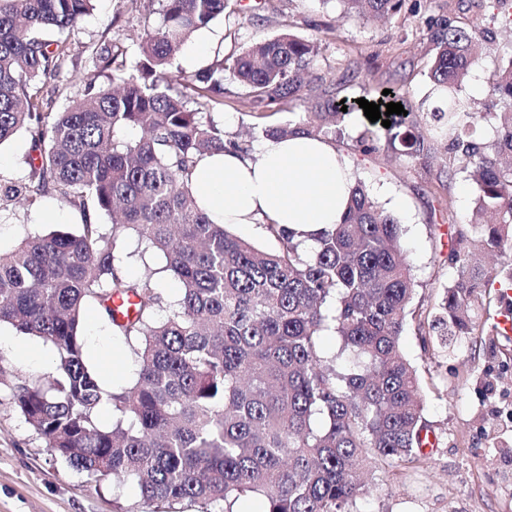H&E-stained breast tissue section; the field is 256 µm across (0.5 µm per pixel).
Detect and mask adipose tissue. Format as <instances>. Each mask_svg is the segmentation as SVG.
<instances>
[{"label": "adipose tissue", "mask_w": 512, "mask_h": 512, "mask_svg": "<svg viewBox=\"0 0 512 512\" xmlns=\"http://www.w3.org/2000/svg\"><path fill=\"white\" fill-rule=\"evenodd\" d=\"M189 183L215 223L281 224L310 233L340 223L354 175L330 143L300 134L204 156Z\"/></svg>", "instance_id": "ef3b65f1"}]
</instances>
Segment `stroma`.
Segmentation results:
<instances>
[{
    "mask_svg": "<svg viewBox=\"0 0 512 512\" xmlns=\"http://www.w3.org/2000/svg\"><path fill=\"white\" fill-rule=\"evenodd\" d=\"M254 0H231L229 18H217L213 53L231 55L252 42L281 33L317 40L320 54L315 75L338 82L345 70H354L358 85L372 90L403 84L411 105L427 96V72L432 54L424 35L426 18L443 14L456 25H487L491 0H417L390 22H374L342 14L339 0H268L264 10ZM143 6L132 0H98L94 13L71 38V61L64 78L46 82L42 97L52 111H61L86 83L104 84L93 66L91 47L110 43L127 58L138 52L143 31ZM512 57V29L499 27L497 39L474 65L460 95L472 107L492 100L491 76ZM243 91L233 80L224 82V108L216 122L236 136L243 147L260 141L259 113L242 103ZM367 119H351L336 150L351 164L354 177L372 199L390 212L402 228V243L417 282L410 318L400 339L405 356L418 371L424 395V416L437 442L419 463L376 469L367 478L356 512H512V342L494 343L478 334L463 339L455 351L440 341L422 343L416 324L422 312L432 310L453 276L448 251L459 237L474 233L471 217L477 188L465 174L438 183L434 173L445 162L433 157L424 172L396 154L379 138L370 152L357 139ZM75 230L71 208L52 197L0 214V250L16 248L27 236L57 228ZM134 235L116 242L125 255L126 274L141 277L158 270L160 289L171 299L180 294L179 282L162 274L160 257L141 262ZM88 364L105 379L107 390L133 385L137 366L124 337L115 335L96 311L85 324ZM0 336L34 346L37 358L12 350L0 351V512H144L136 488L112 476H90L54 457L20 415L13 387L31 376H49L56 368L51 344L35 336L0 328Z\"/></svg>",
    "mask_w": 512,
    "mask_h": 512,
    "instance_id": "1",
    "label": "stroma"
}]
</instances>
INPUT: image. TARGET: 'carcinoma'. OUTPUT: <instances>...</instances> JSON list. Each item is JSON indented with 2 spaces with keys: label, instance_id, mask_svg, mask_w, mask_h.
Listing matches in <instances>:
<instances>
[{
  "label": "carcinoma",
  "instance_id": "1",
  "mask_svg": "<svg viewBox=\"0 0 512 512\" xmlns=\"http://www.w3.org/2000/svg\"><path fill=\"white\" fill-rule=\"evenodd\" d=\"M97 0H0V146L22 130L31 144L28 174L0 186V201L67 203L79 231L53 230L0 254V325L50 343L56 372L28 377L15 401L51 454L90 476L110 474L137 488L151 512H237L257 497L264 512H353L363 470L419 460L428 439L416 369L400 349L415 281L400 224L361 184L351 188L343 221L313 236L309 251L283 225L268 230L281 247L255 248L198 207L188 175L199 156L241 148L211 113L224 105V77L256 112L295 100L310 104L292 122L260 128L266 138L344 134L356 98L340 102L311 77L320 44L292 34L256 42L193 72L173 70L184 43L224 15L229 0H149L160 22L143 27L138 57L92 50L108 86L90 85L61 112L44 111L36 85L64 76L70 36ZM344 13L391 18L405 0H338ZM430 93L419 111L446 140L437 181L468 174L479 189L478 236L448 257L454 276L439 312L418 319L424 337L453 346L478 327L471 311L497 289L512 305V263L490 270L477 255L512 250V56L495 71L503 107L491 113L496 136L476 135V117L459 97L468 69L494 31L431 18ZM365 99L406 105L401 85ZM347 112H342V106ZM136 136L116 139L117 131ZM385 133L398 154L428 170L435 143L393 123ZM131 231L181 284L173 301L151 275L121 274L115 238ZM129 300L118 317L112 302ZM118 335L135 341L134 385L106 391L85 359L89 306ZM339 339L321 347L324 331ZM112 407V426L99 413Z\"/></svg>",
  "mask_w": 512,
  "mask_h": 512
}]
</instances>
